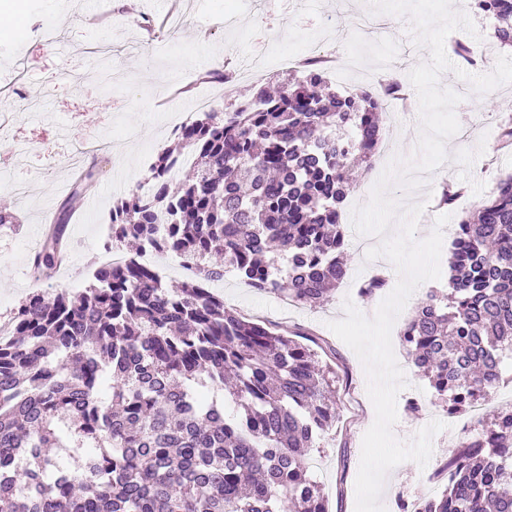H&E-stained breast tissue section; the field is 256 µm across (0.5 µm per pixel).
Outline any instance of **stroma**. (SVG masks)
Returning a JSON list of instances; mask_svg holds the SVG:
<instances>
[{
	"label": "stroma",
	"instance_id": "obj_1",
	"mask_svg": "<svg viewBox=\"0 0 512 512\" xmlns=\"http://www.w3.org/2000/svg\"><path fill=\"white\" fill-rule=\"evenodd\" d=\"M257 2L166 0L163 8L155 10L151 0H0V9L16 11L12 30L0 33V107L15 100V89L22 82L37 89L46 104L40 119L22 115L16 119L15 131L27 152L13 163L10 173L28 182L27 201H19L8 179L0 178V200L8 201L19 222L16 230L0 232V319L11 317L35 290L53 294L89 284L88 263L101 256L103 228L110 222L113 205L133 182L145 178L155 157L174 144L175 132L165 124L169 114L195 111L197 99L219 87L214 75L226 79L219 87L224 92L220 104L224 110L284 78L281 68L265 75L250 71L246 59L252 51L275 58L313 38L357 48L358 72L328 77L332 90L342 95L361 92L364 71H379L384 82L408 83L409 70L429 59L428 50L414 41L409 17L372 13L369 0H320L315 10L308 9L304 0H271L262 9ZM454 6L471 18L477 33L457 30L451 40L461 39L481 49L478 71L491 73L505 52L494 37V19L478 11L472 0H454ZM48 21L61 32L62 46L54 48L41 40L40 27ZM439 84L462 96L455 108L460 130L446 143L447 160L425 175L424 187L414 194L431 216L430 221L417 223L420 239L434 230L435 217L446 213L452 222H459L491 195L500 178L512 175V150L503 151L498 143L502 120L512 116L507 107L512 83L481 94L447 70ZM418 124L415 118L383 115L384 148L376 152L372 169L358 175L341 205L348 274L331 301L312 307L291 305L244 285L230 272L209 285L223 297L225 307L325 343L327 362L339 378L347 380V389L340 393L339 421L310 453L321 465L317 480L329 512H355L362 438L375 420V411L361 361L328 323L344 318L348 300L366 316L375 314L383 297H359L360 282L378 272L386 276L389 286L399 280L394 265L378 271L366 260L359 246L364 239L352 226L351 212L367 202L392 157L413 153V129ZM89 142L99 146L90 155L96 177L88 196L76 198L72 190L78 174L67 157ZM448 182L464 184L467 191L454 205L443 208L437 196L440 186ZM65 204L70 207L71 267L49 279L33 278V253L23 243L42 239ZM364 241L371 246L378 243L374 237ZM393 351L407 381L397 397L394 436L410 441L434 420L444 422L446 428L433 437V453L426 466L406 461L388 473L381 494L385 512H399L401 502L441 493L443 485L432 474L453 452L468 421L467 414H448L428 381L417 375L401 344H394ZM412 399L423 403L420 413L408 412Z\"/></svg>",
	"mask_w": 512,
	"mask_h": 512
}]
</instances>
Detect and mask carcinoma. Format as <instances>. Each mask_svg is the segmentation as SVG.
<instances>
[{
  "instance_id": "obj_1",
  "label": "carcinoma",
  "mask_w": 512,
  "mask_h": 512,
  "mask_svg": "<svg viewBox=\"0 0 512 512\" xmlns=\"http://www.w3.org/2000/svg\"><path fill=\"white\" fill-rule=\"evenodd\" d=\"M477 7L512 46V0ZM381 111L367 92H332L310 65L275 96L259 91L181 129L200 163L170 182L176 155L161 153L151 192L113 206L112 241L147 242L163 209L156 245L197 271L168 288L130 257L79 291L22 301L0 341V512H328L307 456L339 417L336 372L205 285L227 268L298 304L329 301L346 277L338 206L351 162L372 165ZM463 193L446 183L439 204ZM67 225L64 208L34 256L43 276ZM450 270V292L427 293L399 336L457 414L512 361V175L457 224ZM439 472L443 491L415 512H512V409L465 434Z\"/></svg>"
}]
</instances>
